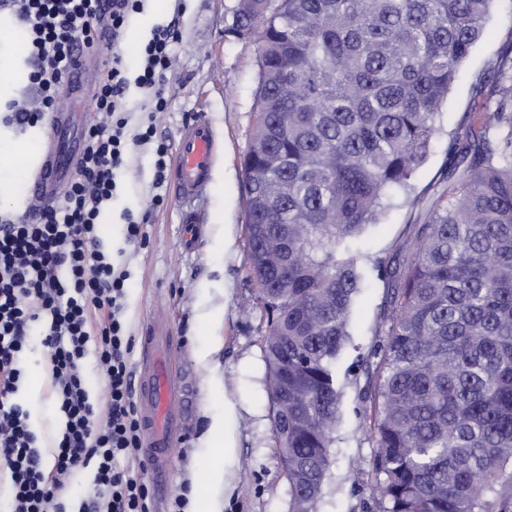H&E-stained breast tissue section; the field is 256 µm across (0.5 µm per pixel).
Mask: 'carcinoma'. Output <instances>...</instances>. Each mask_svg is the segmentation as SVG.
Returning a JSON list of instances; mask_svg holds the SVG:
<instances>
[{
    "label": "carcinoma",
    "instance_id": "obj_1",
    "mask_svg": "<svg viewBox=\"0 0 512 512\" xmlns=\"http://www.w3.org/2000/svg\"><path fill=\"white\" fill-rule=\"evenodd\" d=\"M493 0H236L259 85L241 161L266 389L292 512H320L356 349L355 237L426 161ZM439 189L375 264L383 512H512V46L472 83Z\"/></svg>",
    "mask_w": 512,
    "mask_h": 512
}]
</instances>
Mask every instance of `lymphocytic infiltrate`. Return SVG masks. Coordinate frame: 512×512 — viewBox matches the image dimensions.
Here are the masks:
<instances>
[{"label":"lymphocytic infiltrate","mask_w":512,"mask_h":512,"mask_svg":"<svg viewBox=\"0 0 512 512\" xmlns=\"http://www.w3.org/2000/svg\"><path fill=\"white\" fill-rule=\"evenodd\" d=\"M9 0L28 34L30 83L39 108L7 106V123L36 125L54 111L63 74L74 54L93 44L101 25L120 39L142 0ZM178 29L157 26L141 46V72L128 79L120 55L100 75L94 106L100 122L84 132L78 171L63 197L37 221L0 216V471L10 478V512H65L56 500L74 472L92 469L83 512H149L146 466L140 447L129 359L134 340L121 317L126 271L100 248L98 218L111 200L128 158L124 135L129 82L145 89L158 112L167 111L165 80ZM51 362L53 397L65 427L43 458L29 414L16 401L22 380L18 358L32 329ZM94 353L107 382L104 411L84 384L82 361Z\"/></svg>","instance_id":"f902f5d3"}]
</instances>
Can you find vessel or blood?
I'll list each match as a JSON object with an SVG mask.
<instances>
[{
  "label": "vessel or blood",
  "mask_w": 512,
  "mask_h": 512,
  "mask_svg": "<svg viewBox=\"0 0 512 512\" xmlns=\"http://www.w3.org/2000/svg\"><path fill=\"white\" fill-rule=\"evenodd\" d=\"M91 66L90 56L82 52L74 55L64 75L66 95L83 96L86 74ZM220 154V141L207 118L198 115L186 121L179 130L171 172L174 195L185 201L207 195L211 173ZM80 157L81 135L72 112L64 109L53 113L49 138L37 170L24 187L28 215L38 216L58 201ZM182 350L180 339L171 336L158 321L140 338L135 397L142 423L143 456L158 489L169 480L172 448L189 428L186 392L174 368Z\"/></svg>",
  "instance_id": "obj_1"
}]
</instances>
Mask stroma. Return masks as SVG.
Returning a JSON list of instances; mask_svg holds the SVG:
<instances>
[{
	"label": "stroma",
	"instance_id": "35a3bbf8",
	"mask_svg": "<svg viewBox=\"0 0 512 512\" xmlns=\"http://www.w3.org/2000/svg\"><path fill=\"white\" fill-rule=\"evenodd\" d=\"M232 5L233 0H144L122 37V62L132 79L141 66L139 49L153 28L173 20L178 23L175 60L167 75L169 109L150 113L145 94L129 86V132H136L151 117L156 137L154 143L131 146L128 167L99 218L104 251L115 254L129 273L124 310L129 334L140 336L146 324L158 318L186 345L178 370L187 382L191 429L176 447L167 488L151 495V512H168L169 502L185 492L205 501L223 500L228 471L236 486L231 512L291 509V489L273 438L263 336L258 319L245 317L241 311L251 293L241 160L252 134L258 66L251 43L224 33ZM510 44L512 0H495L483 40L462 68L443 107L442 131L432 142L427 163L413 177V193L399 197L396 206L379 223L366 226L357 240L366 279L352 306L349 331L359 350L346 355L340 364L349 376L321 512H381L374 467L378 448L364 427L369 413L363 394L367 377L355 366L360 357L376 364L372 350L381 341L377 316L386 288L373 263L389 255L405 225L417 216L418 195L432 194L447 159L448 143L472 106L475 76ZM198 114L213 123L223 152L208 195L188 205L174 197L170 186L154 190V150L159 143L175 148L183 122ZM158 192L163 202L156 206L152 198ZM190 210L200 216L203 233L197 248L187 252L181 246L182 219ZM128 212L137 217L149 213L144 243H126L124 215ZM228 237L233 240L229 249L224 246ZM221 310L226 313L225 321H215V313ZM212 344L218 345V352L201 359V351ZM20 367L23 378L16 399L29 411L30 426L42 446H49L62 430L63 417L51 393L48 355L39 344H32ZM228 398L243 406L237 424L239 448L229 461L203 438L211 416L223 414Z\"/></svg>",
	"mask_w": 512,
	"mask_h": 512
}]
</instances>
